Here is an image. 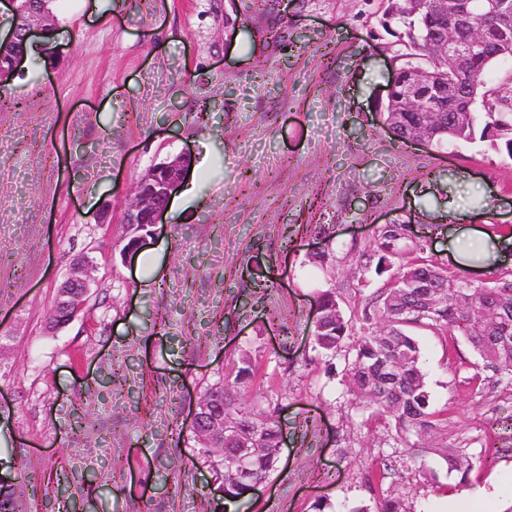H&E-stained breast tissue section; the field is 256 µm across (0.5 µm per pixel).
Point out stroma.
<instances>
[{"mask_svg":"<svg viewBox=\"0 0 512 512\" xmlns=\"http://www.w3.org/2000/svg\"><path fill=\"white\" fill-rule=\"evenodd\" d=\"M392 0H52L58 32L0 84V477L16 512H227L190 431L197 396L233 381L278 403L284 445L237 512L374 505L383 423L355 415L343 358L314 349L317 301L358 316L386 277L357 263L386 224L487 281L512 254L457 263L455 240L512 236V159L487 143L398 142L378 112L412 48ZM277 38H270V31ZM190 152L163 224L123 259L125 199L154 164ZM465 212L448 221L449 205ZM92 261L79 316L47 323L75 259ZM419 341L447 440L470 453L458 512H512V382L478 387L462 336ZM383 490L405 512H447L458 484L434 439Z\"/></svg>","mask_w":512,"mask_h":512,"instance_id":"35a3bbf8","label":"stroma"}]
</instances>
